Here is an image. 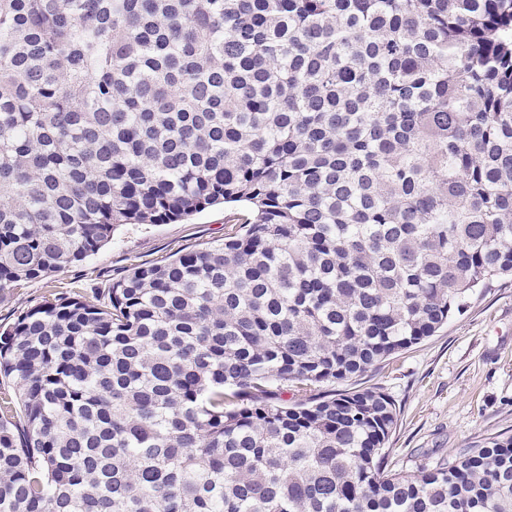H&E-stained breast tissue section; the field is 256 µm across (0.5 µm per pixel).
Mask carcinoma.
<instances>
[{"instance_id":"cac0c4a2","label":"carcinoma","mask_w":512,"mask_h":512,"mask_svg":"<svg viewBox=\"0 0 512 512\" xmlns=\"http://www.w3.org/2000/svg\"><path fill=\"white\" fill-rule=\"evenodd\" d=\"M220 203L0 333V512H512V435L406 477L324 390L512 278V0H0V299ZM238 209L217 205L170 224L118 226L112 239L83 262L27 282L3 298L0 326H10L21 312L55 295L80 292L86 301L95 302L94 288L104 287L129 267L155 263L167 255L224 239V227Z\"/></svg>"}]
</instances>
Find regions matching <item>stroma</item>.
I'll return each instance as SVG.
<instances>
[{
	"label": "stroma",
	"instance_id": "35a3bbf8",
	"mask_svg": "<svg viewBox=\"0 0 512 512\" xmlns=\"http://www.w3.org/2000/svg\"><path fill=\"white\" fill-rule=\"evenodd\" d=\"M235 216L217 205L170 224H124L83 262L25 283L0 299V326L48 298L94 290L126 269L223 239ZM378 387L395 400L398 424L388 445L393 471L411 475L501 433L512 435V280L477 292L467 310L433 336L348 381Z\"/></svg>",
	"mask_w": 512,
	"mask_h": 512
}]
</instances>
